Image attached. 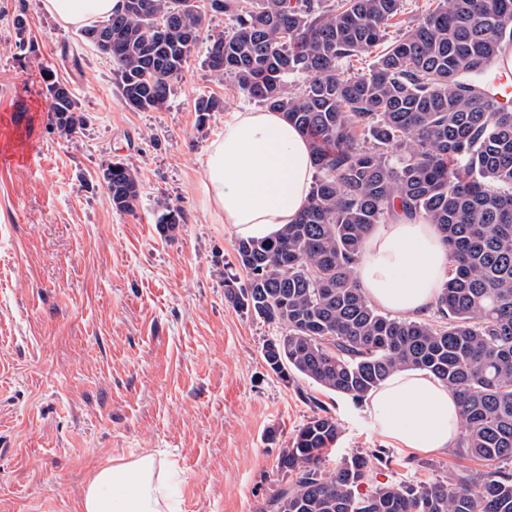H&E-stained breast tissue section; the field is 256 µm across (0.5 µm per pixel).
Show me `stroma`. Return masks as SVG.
<instances>
[{
	"label": "stroma",
	"instance_id": "stroma-1",
	"mask_svg": "<svg viewBox=\"0 0 512 512\" xmlns=\"http://www.w3.org/2000/svg\"><path fill=\"white\" fill-rule=\"evenodd\" d=\"M18 14L36 46L27 55ZM205 52L198 43L166 107L134 110L80 32L41 0H0V512H80L95 470L148 453L173 464L180 512H258L280 448L318 407L340 429L325 470L376 450L375 486L468 465L397 447L366 403L281 378L263 358L279 327L225 300V276L246 273L237 237L208 210L204 161L225 122L255 105L213 76ZM47 68L85 118L76 133L52 123ZM208 96L224 109L201 122L194 105ZM115 159L139 182L129 212L102 179ZM168 207L184 220L165 237L156 219Z\"/></svg>",
	"mask_w": 512,
	"mask_h": 512
}]
</instances>
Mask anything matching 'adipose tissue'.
<instances>
[{"label":"adipose tissue","instance_id":"ef3b65f1","mask_svg":"<svg viewBox=\"0 0 512 512\" xmlns=\"http://www.w3.org/2000/svg\"><path fill=\"white\" fill-rule=\"evenodd\" d=\"M122 0H42L44 10L76 29L111 17ZM315 176L307 138L273 111L236 113L214 140L204 185L214 216L240 238L274 237L295 223ZM447 248L434 225L418 219L376 227L366 241L356 278L368 299L400 318L425 312L446 276ZM380 435L416 453L455 447L461 427L457 395L429 372L408 368L370 396ZM167 468L145 455L118 458L97 469L82 512H172Z\"/></svg>","mask_w":512,"mask_h":512}]
</instances>
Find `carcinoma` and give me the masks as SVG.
Here are the masks:
<instances>
[{
    "label": "carcinoma",
    "mask_w": 512,
    "mask_h": 512,
    "mask_svg": "<svg viewBox=\"0 0 512 512\" xmlns=\"http://www.w3.org/2000/svg\"><path fill=\"white\" fill-rule=\"evenodd\" d=\"M403 0H122L112 13L119 93L136 110L165 107L170 80L197 43L204 62L240 93L280 112L310 141L316 174L305 209L272 241L241 240L248 279L224 278L233 307L282 329L263 356L275 373L367 399L389 375L429 371L453 389L463 431L453 454L482 468L438 482L386 483L365 494L379 455L321 466L340 431L314 413L281 449L277 487L260 512H512V111L487 96L488 72L512 49V0H436L390 35ZM232 21L203 35L206 16ZM373 56L365 69L353 62ZM300 77L298 90L290 79ZM56 127L85 119L58 80L44 75ZM224 109L197 100L203 120ZM112 207L132 210L138 179L122 161L103 172ZM436 226L448 277L434 318L378 311L355 270L364 244L395 209ZM181 210L157 217L174 232Z\"/></svg>",
    "instance_id": "carcinoma-1"
}]
</instances>
